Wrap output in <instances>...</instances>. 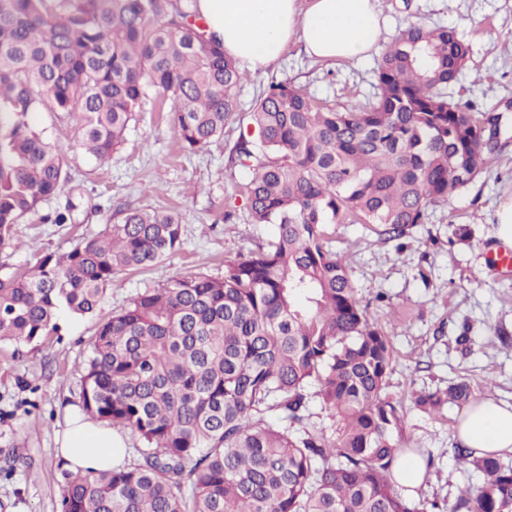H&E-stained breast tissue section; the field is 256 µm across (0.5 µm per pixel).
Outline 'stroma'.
<instances>
[{
  "label": "stroma",
  "instance_id": "obj_1",
  "mask_svg": "<svg viewBox=\"0 0 512 512\" xmlns=\"http://www.w3.org/2000/svg\"><path fill=\"white\" fill-rule=\"evenodd\" d=\"M377 7L383 26L370 58L324 62L290 44L275 64L247 71L237 89L239 120L194 155L182 151L166 113L151 109L131 123L123 145L103 164L75 144L72 119L31 115L63 152L71 180L39 215L15 225V245L0 252V264L19 268L34 263L37 251H68L129 207L178 213L184 235L181 250L163 263L120 275L96 314L65 313L59 334L0 346V468L6 459L17 461L11 477H0V512H60L65 465L56 439L78 405L99 320L143 288L198 271L223 274L238 252L272 239L273 225L251 222L241 176L228 161L240 119L270 82L289 80L315 104L341 112L361 107L375 97L383 53L412 23L453 29L469 46L448 97L501 114V153L448 205L429 208L427 222L403 245L381 241L368 225L340 224L332 247L346 255L359 298L392 343L383 394L402 415L410 446L431 459L414 501H434L448 512L462 489L480 484V475L453 454L461 406L429 414L415 398L463 379L474 397L512 403V273L488 265L489 254L502 247L492 214L512 197V0H377ZM68 205L71 223H43V215ZM461 226L467 237L456 236Z\"/></svg>",
  "mask_w": 512,
  "mask_h": 512
}]
</instances>
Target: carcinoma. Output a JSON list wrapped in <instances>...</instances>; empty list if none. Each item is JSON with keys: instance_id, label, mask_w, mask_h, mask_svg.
<instances>
[{"instance_id": "obj_1", "label": "carcinoma", "mask_w": 512, "mask_h": 512, "mask_svg": "<svg viewBox=\"0 0 512 512\" xmlns=\"http://www.w3.org/2000/svg\"><path fill=\"white\" fill-rule=\"evenodd\" d=\"M467 55L455 31L411 25L383 54L377 99L344 112L270 84L229 162L252 223L276 236L221 275L146 288L100 323L81 406L141 447L111 470L63 472L60 512H434L393 482L404 426L382 396L393 349L331 242L337 224L408 237L498 158L501 116L448 100ZM243 77L196 0H0V251L68 181L32 113L76 119V144L104 162L147 103L168 102L191 154L237 115ZM182 245L176 213L134 207L22 274L0 265V344L58 332L63 310L96 313L116 274ZM470 397L461 380L415 402L435 412ZM314 398L343 421L338 437L309 426ZM454 451L482 481L452 512H512V466Z\"/></svg>"}]
</instances>
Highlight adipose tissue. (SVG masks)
<instances>
[{
    "instance_id": "ef3b65f1",
    "label": "adipose tissue",
    "mask_w": 512,
    "mask_h": 512,
    "mask_svg": "<svg viewBox=\"0 0 512 512\" xmlns=\"http://www.w3.org/2000/svg\"><path fill=\"white\" fill-rule=\"evenodd\" d=\"M206 32L256 70L276 62L290 42L320 59L366 57L380 34L376 0H197ZM460 441L479 452L512 453V404L472 401L460 414ZM70 470L122 464L126 437L112 426L72 415L58 440Z\"/></svg>"
}]
</instances>
